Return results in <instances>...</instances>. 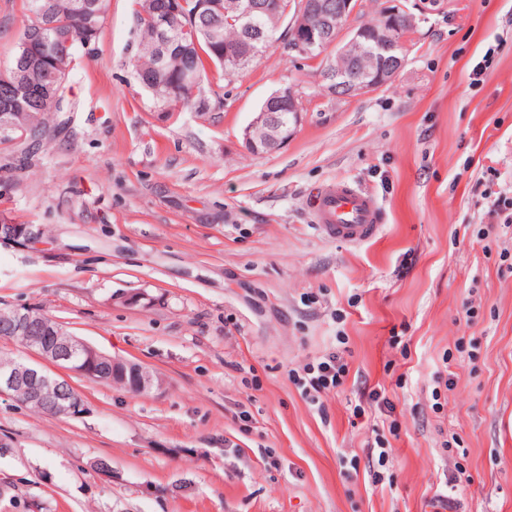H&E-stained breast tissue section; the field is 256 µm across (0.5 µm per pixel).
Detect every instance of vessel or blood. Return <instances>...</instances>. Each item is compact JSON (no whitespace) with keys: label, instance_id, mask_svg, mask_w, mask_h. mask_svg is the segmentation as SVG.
Listing matches in <instances>:
<instances>
[{"label":"vessel or blood","instance_id":"obj_1","mask_svg":"<svg viewBox=\"0 0 512 512\" xmlns=\"http://www.w3.org/2000/svg\"><path fill=\"white\" fill-rule=\"evenodd\" d=\"M311 209L319 231L328 239L359 245L376 238L381 211L371 193L337 181L314 192Z\"/></svg>","mask_w":512,"mask_h":512}]
</instances>
